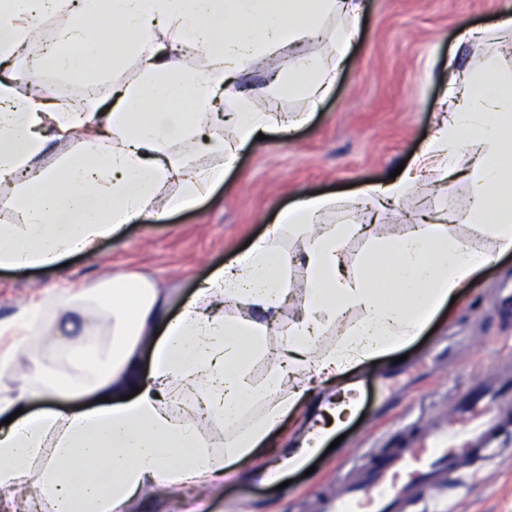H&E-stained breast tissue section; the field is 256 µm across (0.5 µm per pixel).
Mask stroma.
I'll use <instances>...</instances> for the list:
<instances>
[{"label": "stroma", "mask_w": 512, "mask_h": 512, "mask_svg": "<svg viewBox=\"0 0 512 512\" xmlns=\"http://www.w3.org/2000/svg\"><path fill=\"white\" fill-rule=\"evenodd\" d=\"M505 0H364L361 35L335 86L308 121L288 136L271 135L268 146L241 153L213 197L169 214L160 224L127 225L120 238L101 241L95 256L74 255L57 270L0 269V318L37 301L50 287L79 289L125 274L142 276L162 288L170 313H178L218 267L263 237L278 213L299 195L334 197L324 216L331 224H358L365 217L353 204L359 189L389 181L402 161L427 143L442 98L438 74L448 62L484 67L482 56L460 46L463 26L493 21ZM296 57L283 48L254 61L241 77L255 108H266L270 74L291 68ZM436 174L430 173L400 210L379 214L374 234L389 238L405 230L407 217L434 206ZM448 234L470 235L469 193L459 180L447 183ZM512 279V253L497 257L409 343L404 361L385 357L333 379L313 394L304 413L289 421L277 448L253 463V473L218 488H191L183 498L202 500L205 512H310L309 501L336 487V470L353 456L380 455L411 427L448 418L457 397L512 356V307L497 303L496 288ZM361 400L342 441L331 451L307 456L312 474L289 468L288 486L261 482L267 462H279L311 429L321 403L349 385ZM499 455L473 457L446 487L413 512H512V416L504 415Z\"/></svg>", "instance_id": "obj_1"}]
</instances>
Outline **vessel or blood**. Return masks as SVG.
Wrapping results in <instances>:
<instances>
[{"label":"vessel or blood","instance_id":"obj_1","mask_svg":"<svg viewBox=\"0 0 512 512\" xmlns=\"http://www.w3.org/2000/svg\"><path fill=\"white\" fill-rule=\"evenodd\" d=\"M512 400V377L492 375L474 387L455 412V424L430 423L426 432L407 435L390 455L360 466L343 492L317 502V512H409L427 492L439 488L465 459L488 454L499 411Z\"/></svg>","mask_w":512,"mask_h":512}]
</instances>
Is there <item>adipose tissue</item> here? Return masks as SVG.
<instances>
[{
	"label": "adipose tissue",
	"instance_id": "ef3b65f1",
	"mask_svg": "<svg viewBox=\"0 0 512 512\" xmlns=\"http://www.w3.org/2000/svg\"><path fill=\"white\" fill-rule=\"evenodd\" d=\"M363 8V0H0L1 66L24 49L37 72L94 83L129 57L147 62L140 83L116 88L114 104L97 101L89 112L26 93L0 74V183L16 186L4 202L15 218L0 224V268H55L94 255L126 225L160 223L209 197L240 152L307 120L254 108L239 75L333 18L330 38L267 87L270 98L299 96L317 107L358 39ZM61 14L69 23L43 43L32 18ZM491 36L495 54H512V5L492 31H460L474 52ZM178 49L198 62L174 67L168 55ZM440 82L449 99L427 145L394 180L364 185L359 196L386 209L426 172L443 183L465 179L470 241L449 238L435 219L372 239L361 224L323 223L332 198L306 194L177 315L143 278L115 275L77 295L45 291L0 320V335L15 345L53 335L60 358L33 359L28 377L0 396V497L33 495L46 512H140L160 495L178 512H203L182 498L185 485L212 486L264 456L316 384L407 345L494 255L512 252V73L490 62L466 76L451 63ZM228 96L238 106L219 115L217 102ZM55 141L79 147L41 167ZM180 143L213 164H195ZM287 234L299 238L298 249L284 245ZM486 236L492 249L479 244ZM352 238L369 241L365 269L345 262ZM288 307L295 318L279 328ZM89 309L106 331L63 332L66 314ZM353 311L358 319L344 323ZM276 329L288 359L254 382L251 365ZM334 330L336 342L322 345ZM36 399L45 409L31 410ZM214 422L224 429L220 451L204 435Z\"/></svg>",
	"mask_w": 512,
	"mask_h": 512
}]
</instances>
